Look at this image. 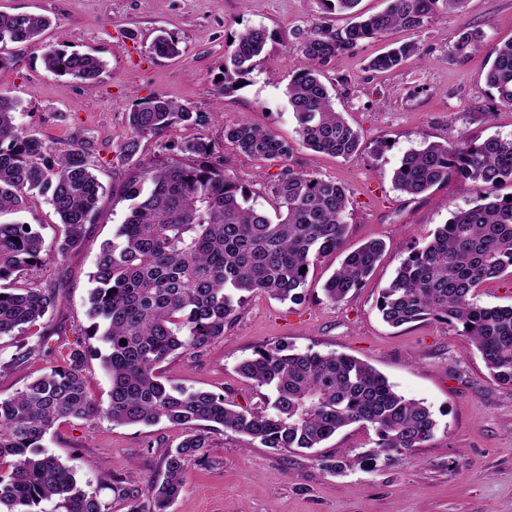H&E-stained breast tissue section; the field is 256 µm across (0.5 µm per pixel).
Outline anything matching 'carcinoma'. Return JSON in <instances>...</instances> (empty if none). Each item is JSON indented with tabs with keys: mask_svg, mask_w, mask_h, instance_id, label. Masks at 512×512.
Returning <instances> with one entry per match:
<instances>
[{
	"mask_svg": "<svg viewBox=\"0 0 512 512\" xmlns=\"http://www.w3.org/2000/svg\"><path fill=\"white\" fill-rule=\"evenodd\" d=\"M355 20L339 32L314 26L299 33L300 66L288 84V101L302 145L341 158L355 155L359 134L336 111L322 72L336 56L363 41L383 39L400 28L416 29L459 8L462 0H388L378 14L356 15L360 0H328ZM50 21L32 14L0 13V43L20 44L40 36ZM271 34L248 27L224 57L221 95L237 90ZM480 30L460 29L455 50H478ZM160 57L179 55L178 40L158 36L152 46ZM419 53L414 43L390 44L368 68L389 72ZM486 84L512 106V40L499 45ZM45 68L91 87L104 64L89 53L48 46ZM20 100L0 92V217L24 211L43 196L60 218L56 251L77 246L93 222L104 186L93 173L88 152L79 144L60 148L17 124ZM200 112L163 94L132 105L131 136L120 158L137 172L120 185L131 202L117 241L105 242L91 275L86 334L98 337L96 350L111 380L107 405L94 400L84 374L87 350L78 346L63 364L0 399V507L34 512L44 500H59L63 512H110L97 493L80 485L73 470L43 449L45 436L68 419L103 416L115 425L152 426L165 420L188 430L163 454L165 477L142 493L117 488L127 512H169L181 495L185 465L200 461L209 431L221 426L263 448L278 452L315 450L338 431L360 424L374 431L373 449L356 458L319 456L328 472L375 459L381 454L419 448L437 427L430 408L394 390L370 365L345 354L294 353L289 346L255 352L238 372L273 398L265 406L238 408L224 395L186 390L164 382L161 364L176 355L198 354L224 336V326L248 298L265 295L297 303L307 276L321 258L343 250L347 235L346 188L340 183L284 165L293 145L270 130L239 121L224 125V140L242 155L280 167L267 189L276 218L256 204L250 187L224 178L216 146L195 130L209 124ZM180 126L191 131L165 139ZM157 139L159 154L134 160L140 139ZM452 176L475 183L478 203L453 213L424 247L412 250L382 290L378 310L393 327L440 319L470 338L500 383L512 386V305L477 303L476 289L504 273L512 275V199L494 195L512 181V139L430 143L403 156L393 173L397 190L418 196ZM382 244L368 242L347 252L323 290L343 302L373 271ZM44 241L20 222L0 221V337L34 334L56 308L55 290L31 284L14 287L20 272L40 264ZM127 343H121V340ZM37 351L20 346L0 371L17 368Z\"/></svg>",
	"mask_w": 512,
	"mask_h": 512,
	"instance_id": "carcinoma-1",
	"label": "carcinoma"
}]
</instances>
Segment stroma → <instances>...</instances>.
Segmentation results:
<instances>
[{"mask_svg":"<svg viewBox=\"0 0 512 512\" xmlns=\"http://www.w3.org/2000/svg\"><path fill=\"white\" fill-rule=\"evenodd\" d=\"M0 12L43 15L50 28L37 40L8 45L11 66L0 69V90L18 98V123L63 147L82 142L108 188L83 241L65 255L54 246L59 218L45 198H33L17 221L43 236L44 263L29 269L28 282L58 292L57 307L41 322L44 352L18 371L0 372V397L62 364L71 347L93 345L86 336L87 299L95 257L113 240L128 213L118 186L133 169L121 163L119 145L130 133L132 104L163 94L211 113L203 134L219 146L226 180L249 185L264 209L272 173L224 142L225 124L245 121L294 146L287 164L342 183L348 190L347 248L385 244L363 288L343 303L322 291L341 258L332 254L311 269L301 304L257 295L238 308L224 335L200 356L169 358L168 383L224 395L236 406L260 404L262 393L237 372L254 351L286 343L297 352L336 351L373 366L396 391L424 402L437 428L422 447L380 456L340 474L321 467L318 454L352 456L373 448V431L352 425L327 440L320 452H277L248 444L229 430L211 432L205 463L190 462L186 486L171 512H512V387L498 384L480 354L457 328L428 320L398 328L377 309L383 288L410 250L427 243L451 214L475 205L477 186L456 178L411 196L393 184L402 156L433 142L489 136L512 138V106L499 103L485 83L496 44L512 40V0H464L462 9L400 30L395 41L416 43L422 58L387 73L368 62L386 41L364 42L340 53L325 83L337 111L360 136L361 151L348 159L314 152L299 142L287 87L300 63L296 33L314 25L345 27L347 15L324 0H0ZM266 28L271 38L238 90L218 96L224 57L246 27ZM482 30L480 50L454 49L461 27ZM174 36L178 57L156 56L159 31ZM90 53L106 67L93 88L47 71L48 44ZM182 427L112 424L106 418L60 422L44 440L49 454L90 484L110 512H126L113 491L120 476L129 490H144L162 476L161 458L182 439Z\"/></svg>","mask_w":512,"mask_h":512,"instance_id":"35a3bbf8","label":"stroma"}]
</instances>
